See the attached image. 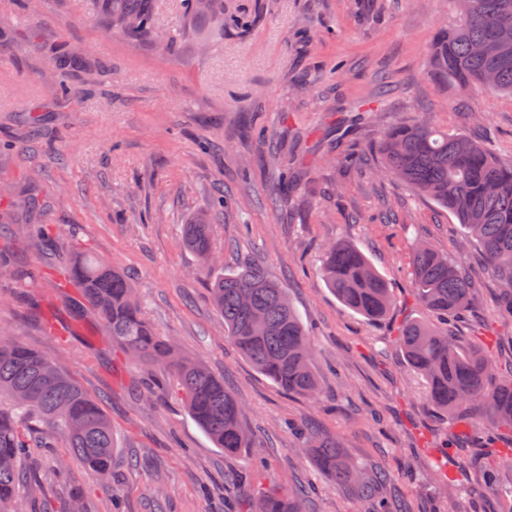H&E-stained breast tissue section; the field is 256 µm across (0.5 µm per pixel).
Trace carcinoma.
<instances>
[{"label": "carcinoma", "mask_w": 512, "mask_h": 512, "mask_svg": "<svg viewBox=\"0 0 512 512\" xmlns=\"http://www.w3.org/2000/svg\"><path fill=\"white\" fill-rule=\"evenodd\" d=\"M458 24L432 45L435 72L465 91L512 95V0H454ZM188 43L224 33V0H181ZM88 16L112 35L136 43L161 40L154 0H86ZM490 52L478 55L474 46ZM384 170L417 195L448 210L466 236L484 252L504 295L512 298V163L503 164L467 136L425 120L389 127L381 143ZM212 225L197 218L185 225L183 245L199 269L212 270ZM416 299L437 323H404L399 343L413 371L426 383L435 408L487 412L498 428L512 431V368H502L486 350L464 345L453 332L468 307L474 285L448 256L413 246ZM321 275L347 309L377 321L387 317L394 297L383 276L356 246L334 242L323 252ZM58 273L75 284L84 302L129 360L165 368L199 428L226 455L253 447L243 409L224 381L193 359L177 354L146 321L131 279L90 254L62 257ZM211 299L224 317V334L238 351L281 389L315 399L320 384L314 347L284 285L256 265L214 278ZM0 512H40L43 486L24 467L30 449L51 448L30 423L38 419L57 431L70 452L93 475L113 476L112 421L99 401L73 377L12 336L0 334ZM300 446L330 482L353 489L358 512H403L384 493L388 474L365 472L336 438L308 426L296 427ZM307 491L262 490L250 498L251 512H306ZM59 512H86L83 492L70 489Z\"/></svg>", "instance_id": "1"}]
</instances>
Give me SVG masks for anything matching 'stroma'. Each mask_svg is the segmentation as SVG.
Segmentation results:
<instances>
[{"mask_svg": "<svg viewBox=\"0 0 512 512\" xmlns=\"http://www.w3.org/2000/svg\"><path fill=\"white\" fill-rule=\"evenodd\" d=\"M172 49L105 33L85 0H0V331L53 360L112 420L118 487L97 481L65 448H35L28 469L69 470L89 512H248L250 490L303 485L312 512H356L353 491L325 481L291 424L335 435L359 464L381 466L405 512H512V438L501 454L453 447L460 431L493 432L486 414L447 418L398 342L410 320L432 321L413 294L411 245L433 244L476 283L456 334L492 341L512 360L500 286L456 220L380 170L389 124L429 116L512 163V98L468 95L434 75L431 46L454 25L451 0H224V35L197 51L180 41V0H155ZM85 67L56 72L61 49ZM286 144L300 191L276 186L265 136ZM226 204L216 208V185ZM199 216L225 271L259 265L288 290L315 345L319 400L288 393L224 335L210 275L183 245ZM48 225L58 250L80 248L129 275L141 312L181 353L222 379L257 447L216 448L167 390L112 347L92 311L74 319L79 289L62 292L26 234ZM355 244L396 306L382 321L345 308L319 274L323 250ZM53 326H46V319ZM502 484L482 486L485 469Z\"/></svg>", "mask_w": 512, "mask_h": 512, "instance_id": "stroma-1", "label": "stroma"}]
</instances>
